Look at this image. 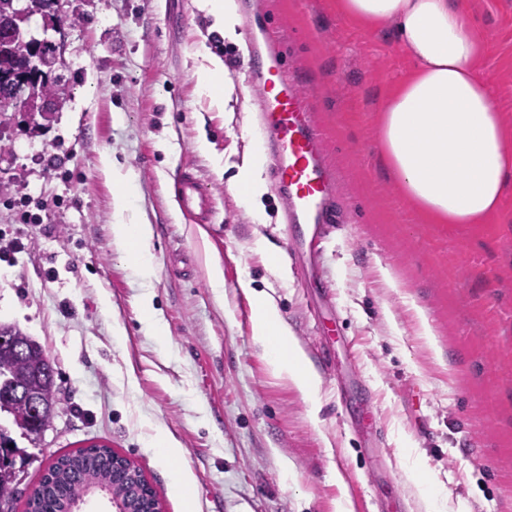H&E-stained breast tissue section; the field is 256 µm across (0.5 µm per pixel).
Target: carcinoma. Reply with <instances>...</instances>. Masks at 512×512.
<instances>
[{
	"label": "carcinoma",
	"mask_w": 512,
	"mask_h": 512,
	"mask_svg": "<svg viewBox=\"0 0 512 512\" xmlns=\"http://www.w3.org/2000/svg\"><path fill=\"white\" fill-rule=\"evenodd\" d=\"M43 63L54 66L61 63L56 46L48 41L39 42L36 54L31 52L28 42L5 50L0 53V86L17 82L23 69H34ZM43 370L55 372L53 361L40 347H30L25 352L0 349V412L9 413L18 428L34 436L51 423L53 415L41 417L33 413L28 403L10 396V387L25 385L45 407L55 408L54 376H38L37 372ZM12 443L0 427V489L12 482ZM113 456L112 448L92 444L58 457L27 499L26 512H79L84 498L93 492H103L109 497L116 494L127 500L126 512H147L150 497L127 496L125 473L112 465Z\"/></svg>",
	"instance_id": "1"
}]
</instances>
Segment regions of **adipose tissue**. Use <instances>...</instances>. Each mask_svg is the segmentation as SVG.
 <instances>
[{
    "instance_id": "obj_1",
    "label": "adipose tissue",
    "mask_w": 512,
    "mask_h": 512,
    "mask_svg": "<svg viewBox=\"0 0 512 512\" xmlns=\"http://www.w3.org/2000/svg\"><path fill=\"white\" fill-rule=\"evenodd\" d=\"M347 17L380 28L395 24L416 61L389 94L380 118L383 156L404 195L434 223L475 224L499 207L512 181V152L486 84L477 75L482 40L457 0H340ZM117 186L115 237L132 251L141 278L154 275L150 224L137 220L134 171L113 169ZM251 305V337L266 354L269 372L292 382L318 420L319 380L274 299L242 280Z\"/></svg>"
}]
</instances>
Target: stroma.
<instances>
[{
    "mask_svg": "<svg viewBox=\"0 0 512 512\" xmlns=\"http://www.w3.org/2000/svg\"><path fill=\"white\" fill-rule=\"evenodd\" d=\"M261 2L343 217L315 269L294 257L305 227L284 224L274 190L257 224L233 184L262 140L243 28L220 36L203 0H58L55 28L29 19V37L61 56L65 95L40 129L21 109L0 113V324L54 360L58 404L36 440L0 414L17 444L11 510L25 512L54 458L97 443L141 469L163 512H184L183 475L195 512H337L344 490L351 512H512V187L482 223L427 222L380 145L384 101L415 68L394 31L346 17L339 0ZM458 2L512 150V0ZM213 55L220 108L198 84ZM106 155L138 175L151 282L112 233ZM188 166L215 196V223L179 210L173 185ZM259 238L274 256L255 251ZM244 279L274 298L318 374V421L253 344ZM146 291L165 335L144 324ZM158 427L180 457L160 460Z\"/></svg>",
    "mask_w": 512,
    "mask_h": 512,
    "instance_id": "1",
    "label": "stroma"
}]
</instances>
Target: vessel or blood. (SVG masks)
<instances>
[{"mask_svg":"<svg viewBox=\"0 0 512 512\" xmlns=\"http://www.w3.org/2000/svg\"><path fill=\"white\" fill-rule=\"evenodd\" d=\"M247 51L249 67L244 79L262 92L260 119L273 186L284 202L286 223L307 225L308 232L297 249L315 261L326 228L336 221L329 204L332 183L322 159L319 132L297 87L280 77L276 52L253 41ZM176 197L181 209L194 214L198 223H213L217 214L214 195L194 172L184 171Z\"/></svg>","mask_w":512,"mask_h":512,"instance_id":"b4317fda","label":"vessel or blood"}]
</instances>
